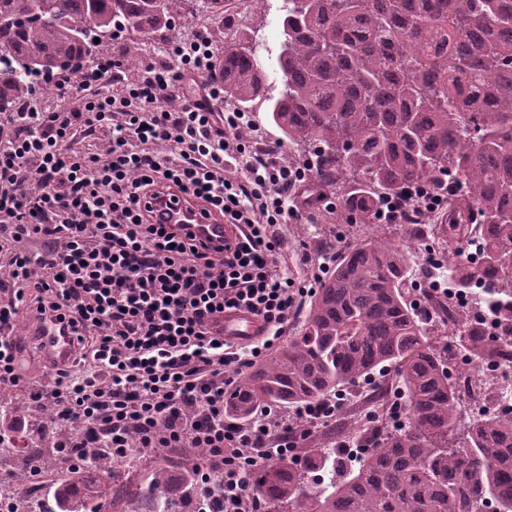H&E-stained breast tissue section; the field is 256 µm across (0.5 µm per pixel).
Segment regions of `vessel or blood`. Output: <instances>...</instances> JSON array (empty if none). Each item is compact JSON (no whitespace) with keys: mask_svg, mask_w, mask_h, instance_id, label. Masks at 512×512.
<instances>
[{"mask_svg":"<svg viewBox=\"0 0 512 512\" xmlns=\"http://www.w3.org/2000/svg\"><path fill=\"white\" fill-rule=\"evenodd\" d=\"M157 222L170 225L180 233H193L197 239L216 247L224 242L235 240L239 234L237 226L220 223L218 219L204 217L191 201L179 198L163 200L156 206ZM262 325L254 317L245 313L230 312L224 316V336L232 341H249L261 336ZM46 358L65 363L73 347L72 337L60 330L58 324L47 322L39 338Z\"/></svg>","mask_w":512,"mask_h":512,"instance_id":"vessel-or-blood-1","label":"vessel or blood"}]
</instances>
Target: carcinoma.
Here are the masks:
<instances>
[{
  "instance_id": "1",
  "label": "carcinoma",
  "mask_w": 512,
  "mask_h": 512,
  "mask_svg": "<svg viewBox=\"0 0 512 512\" xmlns=\"http://www.w3.org/2000/svg\"><path fill=\"white\" fill-rule=\"evenodd\" d=\"M220 0H0V113L32 97L31 79L77 73L106 51L95 39L116 30L171 42L176 20L216 9ZM279 66L268 83L257 34L224 45L214 76L224 98L248 110L259 102L300 155L315 157L306 180L338 195L348 224L375 223L378 198L415 183L457 186L448 226L470 239L481 225L477 261L448 267L466 294L483 286L504 334L454 320L459 354L473 367L512 364V0H286ZM127 69L141 65L140 43L119 47ZM420 227L405 242L356 245L319 285L301 333L225 397V415L246 422L273 409L336 396L378 368L398 369L407 424L376 429L360 467L338 482L325 471L336 448L324 444L304 467L269 465L253 477L266 512H512V417L495 412L470 423L448 371V347L434 340L430 313L408 303L405 281ZM27 403L0 393V417ZM29 434L0 440V466L22 467L66 438ZM83 471H112L108 456L82 459ZM62 512H97L112 484L63 475L52 483ZM172 473L153 470L128 494L130 512H183L187 495Z\"/></svg>"
}]
</instances>
